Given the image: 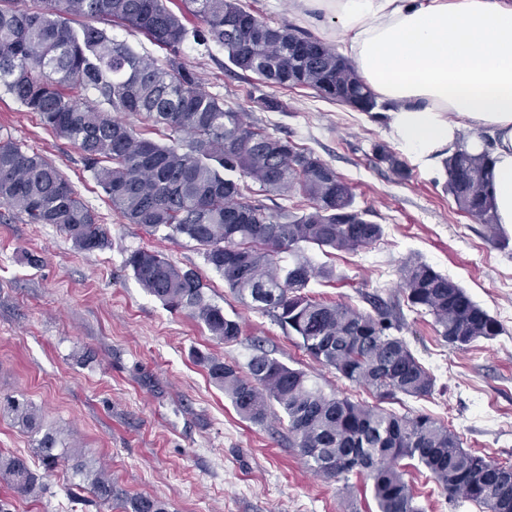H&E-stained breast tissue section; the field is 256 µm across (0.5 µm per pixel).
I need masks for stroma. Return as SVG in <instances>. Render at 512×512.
Here are the masks:
<instances>
[{
    "mask_svg": "<svg viewBox=\"0 0 512 512\" xmlns=\"http://www.w3.org/2000/svg\"><path fill=\"white\" fill-rule=\"evenodd\" d=\"M183 57L225 107L334 168L356 206L382 225V238L366 250L308 249L313 264L333 270L331 281H311L308 291L364 312L378 303L396 317L400 336L436 385L431 396L402 397L391 410L429 414L452 426L466 450L512 464V233L492 234L458 210L446 173L414 165L407 179L393 175L377 156L389 142L387 110L358 112L307 88H279L285 109L263 112L251 103L261 87L257 76L226 69L222 49L205 52L189 42ZM7 138L59 167L106 227L109 244L83 252L52 226L17 213L0 220V398L30 400L45 425L104 464L119 497L100 502L61 465L45 472L37 499L0 481V512H130L128 502L138 496L159 499L166 512H376L359 476L326 480L311 472L286 421L241 419L197 356L243 367L263 350L325 394L373 405V391L315 362L271 316L241 301L195 242L126 223L74 145L0 91V139ZM139 248L200 273L211 301L241 324L239 339L217 342L196 320L147 294L124 267ZM416 260L459 283L500 322V335L464 351L448 345L401 288V267ZM0 452L39 465L31 433L4 409ZM406 479L419 512H480L471 502L448 500L423 468L408 466Z\"/></svg>",
    "mask_w": 512,
    "mask_h": 512,
    "instance_id": "1",
    "label": "stroma"
}]
</instances>
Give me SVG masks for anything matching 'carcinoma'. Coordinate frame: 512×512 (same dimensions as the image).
I'll return each instance as SVG.
<instances>
[{"instance_id":"obj_1","label":"carcinoma","mask_w":512,"mask_h":512,"mask_svg":"<svg viewBox=\"0 0 512 512\" xmlns=\"http://www.w3.org/2000/svg\"><path fill=\"white\" fill-rule=\"evenodd\" d=\"M36 11L18 0H0V89L41 125L69 140L80 152L112 208L149 234L162 229L196 242L207 265L236 295L251 299L319 364L355 385L376 391L375 405L326 395L309 385L304 372L265 352L254 354L242 373L234 364L205 354L198 361L224 389L237 414L262 425L279 408L295 446L317 476H366L377 512H418L401 462L427 470L448 499L480 506L481 512L512 507V466L492 462L462 447L449 427L431 416L399 415L382 407L399 396L426 397L434 376L395 336L386 314L373 316L350 305L328 303L305 292L332 271L317 267L304 249L357 252L383 236V228L355 206L351 187L326 162L288 139L224 108L207 92L198 72L183 60L193 42L209 51L224 49L228 63L252 73L268 87L286 88L288 78L320 97L359 112L378 107L376 96L354 66L331 48L289 25L275 27L239 0H38ZM193 17L197 25L188 28ZM115 24L146 36L166 50L164 59L136 51L112 37ZM260 111H280L269 94L253 98ZM127 113L140 123L162 127L174 138L160 143L136 126L112 116ZM379 159L398 178L409 176L400 155L382 146ZM446 187L457 208L497 230L487 181L488 154L460 147L444 160ZM260 191L308 201L300 213L273 214L245 194L246 180ZM17 211L32 224L63 232L79 250H101L108 238L96 214L75 193L49 159L10 139L0 140V209ZM292 260L281 265L282 254ZM141 287L165 307L184 311L210 335L232 343L238 321L212 303L207 284L150 249L125 259ZM400 277L411 308L433 317L439 336L464 350L501 333L500 323L458 283L415 261ZM14 420L37 436L35 455L44 469L62 462L90 480L96 496L112 501V480L93 467L81 448H67L61 432L43 426L31 403L6 399ZM0 479L30 498L44 484L28 461L0 454ZM131 512H166L150 496L130 502Z\"/></svg>"}]
</instances>
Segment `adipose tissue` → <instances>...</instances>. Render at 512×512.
<instances>
[{"label": "adipose tissue", "mask_w": 512, "mask_h": 512, "mask_svg": "<svg viewBox=\"0 0 512 512\" xmlns=\"http://www.w3.org/2000/svg\"><path fill=\"white\" fill-rule=\"evenodd\" d=\"M388 102L387 134L440 171L459 142L488 153L496 224L512 227V0H295Z\"/></svg>", "instance_id": "1"}]
</instances>
